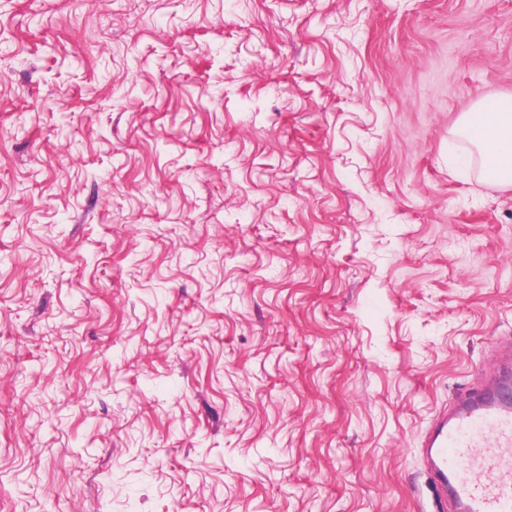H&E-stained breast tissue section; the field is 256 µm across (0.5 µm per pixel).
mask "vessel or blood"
Returning a JSON list of instances; mask_svg holds the SVG:
<instances>
[{
  "label": "vessel or blood",
  "instance_id": "b4317fda",
  "mask_svg": "<svg viewBox=\"0 0 512 512\" xmlns=\"http://www.w3.org/2000/svg\"><path fill=\"white\" fill-rule=\"evenodd\" d=\"M498 374L457 393L422 446L440 512H512V340L495 344Z\"/></svg>",
  "mask_w": 512,
  "mask_h": 512
}]
</instances>
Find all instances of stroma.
Returning a JSON list of instances; mask_svg holds the SVG:
<instances>
[{"label": "stroma", "instance_id": "1", "mask_svg": "<svg viewBox=\"0 0 512 512\" xmlns=\"http://www.w3.org/2000/svg\"><path fill=\"white\" fill-rule=\"evenodd\" d=\"M509 95L512 0H0V512H435ZM460 128L476 145L484 175L512 183V96L479 100L462 114Z\"/></svg>", "mask_w": 512, "mask_h": 512}]
</instances>
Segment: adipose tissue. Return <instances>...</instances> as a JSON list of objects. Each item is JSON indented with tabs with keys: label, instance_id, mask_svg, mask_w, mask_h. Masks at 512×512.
Returning a JSON list of instances; mask_svg holds the SVG:
<instances>
[{
	"label": "adipose tissue",
	"instance_id": "adipose-tissue-1",
	"mask_svg": "<svg viewBox=\"0 0 512 512\" xmlns=\"http://www.w3.org/2000/svg\"><path fill=\"white\" fill-rule=\"evenodd\" d=\"M460 128L476 145L489 179L512 183V96L479 100Z\"/></svg>",
	"mask_w": 512,
	"mask_h": 512
}]
</instances>
